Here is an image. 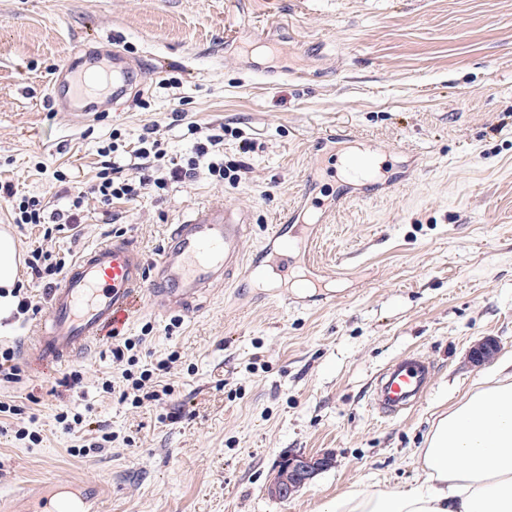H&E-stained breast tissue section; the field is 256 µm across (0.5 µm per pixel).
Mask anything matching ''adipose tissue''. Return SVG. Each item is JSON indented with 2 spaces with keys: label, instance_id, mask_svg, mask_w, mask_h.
<instances>
[{
  "label": "adipose tissue",
  "instance_id": "1",
  "mask_svg": "<svg viewBox=\"0 0 512 512\" xmlns=\"http://www.w3.org/2000/svg\"><path fill=\"white\" fill-rule=\"evenodd\" d=\"M21 256L0 232V318L11 314ZM420 478L399 490L355 488L322 512H512V380L465 397L435 424L416 452Z\"/></svg>",
  "mask_w": 512,
  "mask_h": 512
}]
</instances>
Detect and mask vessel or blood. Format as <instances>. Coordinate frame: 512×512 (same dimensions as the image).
<instances>
[{
	"label": "vessel or blood",
	"instance_id": "1",
	"mask_svg": "<svg viewBox=\"0 0 512 512\" xmlns=\"http://www.w3.org/2000/svg\"><path fill=\"white\" fill-rule=\"evenodd\" d=\"M135 73L118 54L89 69L77 57L68 77L51 80L49 96L57 111L82 116L97 109L82 90L85 81L105 86L119 99ZM312 152L315 165L307 172L298 203L277 216L267 237L253 249L245 247L250 208L224 203L184 215L171 226L166 246L151 263L121 237L88 248L50 290V318L24 338V361L63 364L85 353L146 294L170 310L187 313L216 283L230 280L235 287H247L252 272L264 263L274 267L281 280H291L296 266L309 260L303 245L320 236L338 207L395 189L388 169L403 156L399 147L362 141L344 127L316 136ZM322 169L344 183L327 200L315 193ZM434 371L432 359L420 352L394 359L375 379L368 399L371 410L382 418L411 410L428 391ZM61 492L62 507H55L46 493L32 501L31 512H93L96 491L78 484L64 486Z\"/></svg>",
	"mask_w": 512,
	"mask_h": 512
}]
</instances>
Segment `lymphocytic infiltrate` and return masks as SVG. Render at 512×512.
Here are the masks:
<instances>
[{
	"label": "lymphocytic infiltrate",
	"mask_w": 512,
	"mask_h": 512,
	"mask_svg": "<svg viewBox=\"0 0 512 512\" xmlns=\"http://www.w3.org/2000/svg\"><path fill=\"white\" fill-rule=\"evenodd\" d=\"M157 132L156 125H143L129 149L125 148L120 134H113L111 143L99 151L100 169L95 182L87 187H71L67 209L51 210L40 198L18 196L8 182H0V200L10 204L14 223L74 225L81 223L84 203L90 197L106 206L117 200L133 202L147 193L164 195L172 184L201 179L221 189L238 185L252 171L248 159L255 151L253 140L242 139L237 157L228 159L224 156L223 132L205 131L191 124L187 127L193 138L191 151L174 159L168 157ZM142 343L139 336L117 340L112 347V358L124 366L122 380L102 384L105 392L118 395L120 401L131 402L136 407L159 400V392L148 390L147 385L169 373L172 364L166 358L153 368L138 369L137 348Z\"/></svg>",
	"instance_id": "1"
}]
</instances>
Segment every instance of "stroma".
Returning a JSON list of instances; mask_svg holds the SVG:
<instances>
[{"label":"stroma","instance_id":"1","mask_svg":"<svg viewBox=\"0 0 512 512\" xmlns=\"http://www.w3.org/2000/svg\"><path fill=\"white\" fill-rule=\"evenodd\" d=\"M81 50L120 51L147 76L84 117L54 111L49 80ZM174 66L182 84L170 89ZM150 122L173 158L191 150L187 124L240 131L261 145L253 172L223 191L199 181L160 199L87 200L83 224L50 240L4 207L0 225L26 253L74 260L120 235L150 260L169 225L220 200L250 206L252 248L296 200L316 133L347 126L403 146L415 165L393 191L337 209L312 248L335 278L326 296L292 303L268 281L256 293L219 285L175 330L143 296L117 328L151 325L141 366L179 353L163 400L135 408L101 392L121 375L106 336L0 381V402L43 437L18 441L0 423V492L87 482L103 486L97 512H320L353 487L413 485L438 415L512 374V0H0V181L65 207L55 171L90 184L113 131L130 138ZM486 336L499 343L495 373L468 360ZM409 352L434 360L431 386L407 414L378 417L370 385ZM73 369L82 382L61 386ZM63 410L115 442L82 449L54 421ZM294 453L334 464L270 498L277 463Z\"/></svg>","mask_w":512,"mask_h":512}]
</instances>
